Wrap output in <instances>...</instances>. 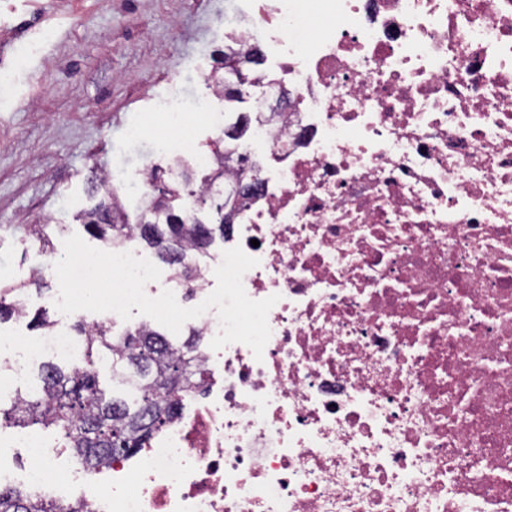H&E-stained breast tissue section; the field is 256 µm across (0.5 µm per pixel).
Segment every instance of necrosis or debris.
Instances as JSON below:
<instances>
[{
    "instance_id": "1",
    "label": "necrosis or debris",
    "mask_w": 512,
    "mask_h": 512,
    "mask_svg": "<svg viewBox=\"0 0 512 512\" xmlns=\"http://www.w3.org/2000/svg\"><path fill=\"white\" fill-rule=\"evenodd\" d=\"M224 26L273 68L248 136L219 165L191 130L226 113L171 106L170 176L220 173L238 200L225 248L258 258L242 282L278 295L262 359L199 332L204 384L109 478L68 469L42 436L0 485L90 512H512V0H261ZM178 303L213 291L222 258L184 251ZM71 319L0 334L16 379L84 361Z\"/></svg>"
}]
</instances>
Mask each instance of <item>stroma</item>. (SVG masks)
<instances>
[{
  "label": "stroma",
  "mask_w": 512,
  "mask_h": 512,
  "mask_svg": "<svg viewBox=\"0 0 512 512\" xmlns=\"http://www.w3.org/2000/svg\"><path fill=\"white\" fill-rule=\"evenodd\" d=\"M253 0H0V284L53 270L63 237L94 206L96 174L166 165L154 155L163 130L153 114L181 81L185 105L209 97L224 20ZM140 143L124 140L133 120ZM42 224L55 254L28 235Z\"/></svg>",
  "instance_id": "stroma-1"
}]
</instances>
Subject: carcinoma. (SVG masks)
<instances>
[{
  "mask_svg": "<svg viewBox=\"0 0 512 512\" xmlns=\"http://www.w3.org/2000/svg\"><path fill=\"white\" fill-rule=\"evenodd\" d=\"M163 187V195L153 199L154 227L169 237L176 252L171 258L152 235L141 232L139 240L155 250L171 267L181 261V249L189 242L207 246L215 236H224V215L218 225L206 230L202 224H184L180 215L189 208L193 195L187 183L170 184L153 180L152 188ZM100 195L98 204L80 212L85 231L104 245L127 235L129 225L105 188V177L93 185ZM24 286L0 290V321L18 314L15 296ZM75 335L85 340V366L62 368L47 362L41 367V389L35 394L17 395L10 406H0V424L20 428L54 429L64 447L70 449L83 468L93 474L114 456H129L143 448L151 435L170 421L180 394L204 379L198 363L200 336L192 331L177 348L149 328L112 337L107 322L90 330L85 323L72 324ZM112 360V381L127 386L132 398L108 396L94 369L96 358ZM85 505L65 509L49 497L28 487H0V512H81Z\"/></svg>",
  "mask_w": 512,
  "mask_h": 512,
  "instance_id": "1",
  "label": "carcinoma"
}]
</instances>
